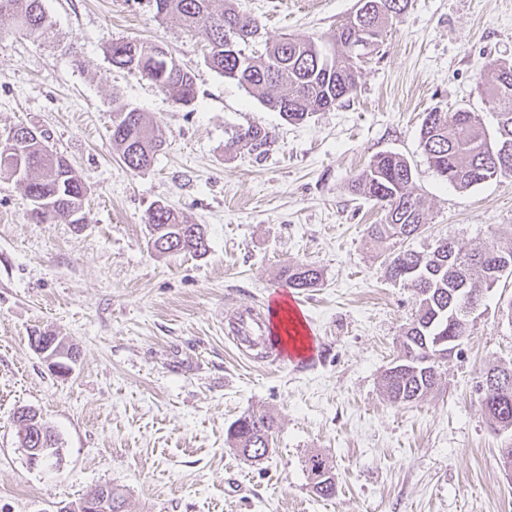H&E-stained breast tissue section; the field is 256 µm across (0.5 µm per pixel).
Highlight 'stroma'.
<instances>
[{"instance_id": "obj_1", "label": "stroma", "mask_w": 512, "mask_h": 512, "mask_svg": "<svg viewBox=\"0 0 512 512\" xmlns=\"http://www.w3.org/2000/svg\"><path fill=\"white\" fill-rule=\"evenodd\" d=\"M357 0H233L257 20L250 45L287 34L329 43ZM54 35H22L0 18V138L25 125L87 188L82 225L30 220L15 178L0 173V512H59L109 484L126 512H512V480L473 392L490 365H512V297L503 275L473 315L438 391L394 406L380 380L416 310L367 238L380 204L347 183L381 152L402 155L427 207L415 249L451 237L470 245L512 236V178L465 191L442 181L420 144L424 112L465 106L488 130L496 114L479 78L512 62V0H411L386 44L363 64L342 106L290 123L211 69L205 29L160 24L153 0H43ZM162 43L196 77L181 107L141 76L112 67L115 39ZM143 112L165 146L146 171L112 144L116 103ZM259 125L264 159L227 152L233 130ZM203 225L210 249L156 254V204ZM307 263L320 287L296 292L317 345L303 367L268 369L224 334L238 309L288 292L284 267ZM47 332L80 353L56 374L30 338ZM36 410L58 439L52 468H34L17 409ZM262 408L277 421L272 449L245 461L226 441L231 422ZM336 475L328 500L304 461ZM304 462L312 492L323 499L333 497L336 494V480L332 468L323 456L318 453L311 454Z\"/></svg>"}]
</instances>
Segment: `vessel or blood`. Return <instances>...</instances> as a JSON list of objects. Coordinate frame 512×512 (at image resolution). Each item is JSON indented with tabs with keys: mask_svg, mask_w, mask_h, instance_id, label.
<instances>
[{
	"mask_svg": "<svg viewBox=\"0 0 512 512\" xmlns=\"http://www.w3.org/2000/svg\"><path fill=\"white\" fill-rule=\"evenodd\" d=\"M229 333L241 347L259 350L264 364L285 366L305 360L282 345L271 309H240L229 323Z\"/></svg>",
	"mask_w": 512,
	"mask_h": 512,
	"instance_id": "obj_1",
	"label": "vessel or blood"
}]
</instances>
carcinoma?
<instances>
[{"label":"carcinoma","mask_w":512,"mask_h":512,"mask_svg":"<svg viewBox=\"0 0 512 512\" xmlns=\"http://www.w3.org/2000/svg\"><path fill=\"white\" fill-rule=\"evenodd\" d=\"M162 23L193 32L204 26L211 44L208 64L288 122H302L315 112L341 105L357 88L359 64L348 46L360 40L364 31L342 20L331 46L306 35H286L268 45L265 53H247L258 32L256 20L237 11L230 0H153ZM409 0H357L355 13H364L370 29L372 50H377L392 27L407 10ZM12 17L25 35L44 38L51 23L42 0H0V17ZM159 44L114 40L107 48L112 66L126 69L153 83L176 104L190 106L196 98L194 71L171 55L157 53ZM479 89L497 114L494 133L484 127L478 113L459 108L425 112L420 129L421 144L433 171L461 190L512 177V153L497 156L498 149L512 148V63L492 61L480 76ZM112 144L125 165L134 171L149 169L162 151L164 140L138 109L120 105L115 109ZM272 144V134L250 125L232 134L227 150L245 149L260 159ZM22 156L23 165H1L23 185L30 200L34 223L55 221L71 224L72 213L83 211L86 187L65 158L53 152L48 138L19 142L15 137L0 141L3 156ZM413 171L403 156L394 152L378 154L351 180V193L381 204L385 220L371 224L367 236L385 254L386 277L415 291L417 310L404 327L399 353L384 371L380 391L387 402L410 405L423 400L438 386L441 365L418 361L435 340L468 336L469 299L451 294L456 284L467 282L477 297L494 288L501 278L496 262L512 263V246L501 245L494 236L469 248L453 238L439 240L418 251L407 242L418 237L426 224L425 203L412 191ZM149 241L159 254L208 251V239L199 224H190L168 205L158 204L148 216ZM288 286L298 290L321 284L318 269L297 264L284 270ZM473 389L490 427L512 435V368L494 365L483 370ZM276 431V421L266 410L256 409L240 416L227 429V441L235 447L256 448L267 455ZM312 492L323 499L336 494L332 468L323 456L311 454L305 460Z\"/></svg>","instance_id":"cac0c4a2"}]
</instances>
